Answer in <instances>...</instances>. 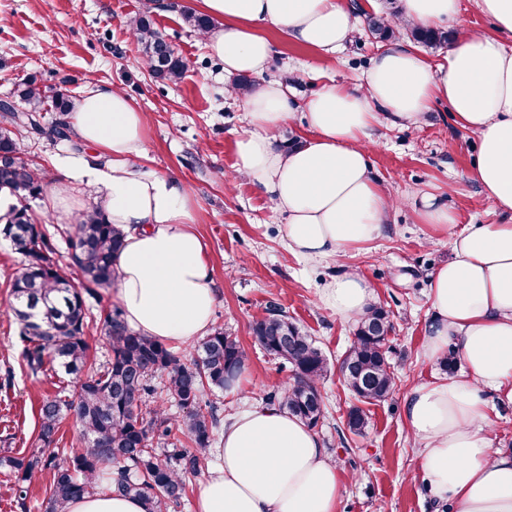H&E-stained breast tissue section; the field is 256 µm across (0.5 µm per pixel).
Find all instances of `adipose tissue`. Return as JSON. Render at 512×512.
Listing matches in <instances>:
<instances>
[{
  "mask_svg": "<svg viewBox=\"0 0 512 512\" xmlns=\"http://www.w3.org/2000/svg\"><path fill=\"white\" fill-rule=\"evenodd\" d=\"M460 0H403L400 20L427 27L455 17ZM497 35L464 32L435 64L405 45L377 54L360 89L331 83L303 104L306 131L287 148L277 137L290 122L288 81L269 79L273 46L265 25L286 39L335 54L355 28L341 0H198L214 19L202 37L224 63L227 92L239 96L249 128L236 140L238 173L266 196L284 221L291 254L339 259L374 240L394 203L368 169L366 144L383 126L421 125L431 103L447 100L455 120L475 132L474 176L506 224L457 230L437 196L424 195L420 223L448 236L453 256L429 275L431 318L422 357L455 353L461 375L414 387L404 418L419 446V471L449 512H512V450L495 447L481 397L494 390L512 406V0H476ZM251 80L238 91L237 78ZM71 132L92 154L59 159L48 188L51 206L75 213L76 190L101 204L125 232L116 258V298L128 324L164 343L203 336L216 302L205 246L194 231L195 199L184 183L146 173L143 112L122 91L88 90L70 113ZM322 300L343 320L365 315L374 290L345 266ZM217 467L200 485L196 512H336L345 484L312 428L275 405H258L224 425ZM68 512H146L141 499L102 490Z\"/></svg>",
  "mask_w": 512,
  "mask_h": 512,
  "instance_id": "adipose-tissue-1",
  "label": "adipose tissue"
}]
</instances>
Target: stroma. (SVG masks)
<instances>
[{"label":"stroma","mask_w":512,"mask_h":512,"mask_svg":"<svg viewBox=\"0 0 512 512\" xmlns=\"http://www.w3.org/2000/svg\"><path fill=\"white\" fill-rule=\"evenodd\" d=\"M195 0H0V101L19 104L27 83L79 96L94 87L125 91L144 112L145 169L188 185L196 201L195 231L202 238L217 293L211 324L235 336L249 360L234 389L225 391L223 419L264 403L289 372L255 342L252 327L271 307L318 342L330 360H340L353 340L356 321L342 320L321 294L340 265L355 268L374 288L375 302L390 314L388 359L396 388L385 401L362 406L363 435L349 433L345 419L358 403L337 371L322 383L324 416L316 428L345 479L338 512H442L424 480H410L418 464L417 444L404 420L405 399L418 383L443 374L440 363L422 358L430 318L429 274L450 256L447 237L426 244L428 225L415 211L423 194L448 204L459 228L498 224L502 217L484 198L473 172L479 150L475 132L452 118L447 102H433L423 126L381 127L367 144L371 170L397 200L379 236L344 263H305L283 246L282 216L245 177L235 174V140L247 128L238 100L224 93V72L196 31L183 20ZM149 15L154 29L185 61L179 83L154 77L143 65L140 42L127 27ZM274 54L267 77H288V100L299 104L334 81L359 87L374 57L384 49L358 28L336 55L287 40L268 26ZM25 157L48 178L59 175L57 159L90 148L77 138L50 141L23 136ZM22 265L0 237V453L34 446L39 401L55 392L60 378L52 366L32 374L22 357L20 325L11 284Z\"/></svg>","instance_id":"obj_1"}]
</instances>
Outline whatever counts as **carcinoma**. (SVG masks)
<instances>
[{
  "label": "carcinoma",
  "mask_w": 512,
  "mask_h": 512,
  "mask_svg": "<svg viewBox=\"0 0 512 512\" xmlns=\"http://www.w3.org/2000/svg\"><path fill=\"white\" fill-rule=\"evenodd\" d=\"M132 28L152 74L179 81L186 64L151 27L149 18H135ZM412 36L427 47L448 42V34L434 28H415ZM20 97L21 110L7 101L0 103V190L22 201L41 195L48 182L24 159L18 135L28 128L51 139L68 138L66 121L46 128L40 123L41 113L52 109L69 113L77 97L61 91L48 95L33 83L21 90ZM0 234L24 258L11 288L27 365L37 373L48 362L69 376L68 384L40 402L39 445L19 456H0V470L19 487L18 503L25 505L26 488L45 474L43 512H67L73 500L96 490L102 479L116 493L144 500L147 512H176L186 496L185 474L201 467L200 457L189 454L184 441L205 449L220 438L218 409L207 396L235 383L247 368V352L224 328L216 327L203 339L197 357L186 363L166 344L132 330L123 310L115 306L103 320L110 354L89 370L86 298L115 281L123 230L92 211L62 231L70 247L68 266L80 274L76 280L51 259L56 251L53 237L34 224L27 207L15 205L0 215ZM392 328L389 312L377 305L358 322L344 356L352 371L343 381L359 402L383 401L395 388L387 356V331ZM252 332L255 342L290 372L288 385L271 399L316 427L323 406L314 405L312 396L320 392V381L330 370L328 355L275 307L254 324ZM170 400L181 410L177 417L163 410ZM70 416L80 428L84 446L61 465L56 462V434ZM366 424L362 409L348 413L351 433L360 434Z\"/></svg>",
  "instance_id": "cac0c4a2"
}]
</instances>
